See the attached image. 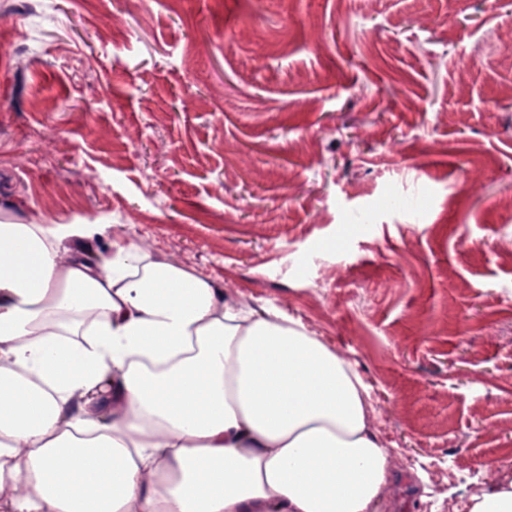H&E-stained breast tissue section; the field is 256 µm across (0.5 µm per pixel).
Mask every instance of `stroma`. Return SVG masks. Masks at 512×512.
<instances>
[{
	"label": "stroma",
	"mask_w": 512,
	"mask_h": 512,
	"mask_svg": "<svg viewBox=\"0 0 512 512\" xmlns=\"http://www.w3.org/2000/svg\"><path fill=\"white\" fill-rule=\"evenodd\" d=\"M512 0H0V202L282 310L370 389L380 512L512 476Z\"/></svg>",
	"instance_id": "stroma-1"
}]
</instances>
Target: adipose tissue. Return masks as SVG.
Instances as JSON below:
<instances>
[{
    "label": "adipose tissue",
    "instance_id": "adipose-tissue-1",
    "mask_svg": "<svg viewBox=\"0 0 512 512\" xmlns=\"http://www.w3.org/2000/svg\"><path fill=\"white\" fill-rule=\"evenodd\" d=\"M0 205V512H377L391 458L351 361L278 309Z\"/></svg>",
    "mask_w": 512,
    "mask_h": 512
}]
</instances>
